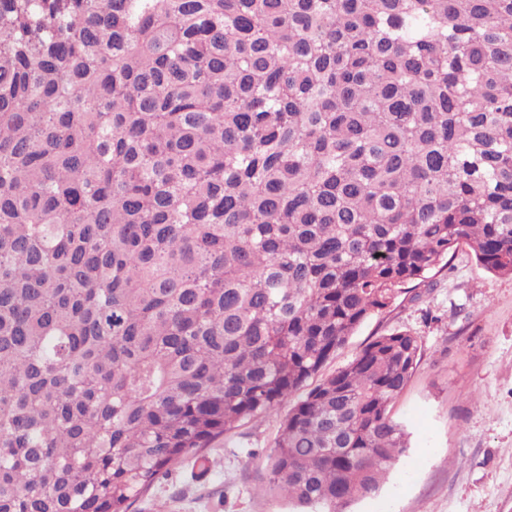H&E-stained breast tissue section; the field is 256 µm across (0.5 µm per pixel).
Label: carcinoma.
<instances>
[{
	"mask_svg": "<svg viewBox=\"0 0 512 512\" xmlns=\"http://www.w3.org/2000/svg\"><path fill=\"white\" fill-rule=\"evenodd\" d=\"M460 244L512 276V0H0V512H129ZM420 337L268 484L378 493Z\"/></svg>",
	"mask_w": 512,
	"mask_h": 512,
	"instance_id": "cac0c4a2",
	"label": "carcinoma"
}]
</instances>
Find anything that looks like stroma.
Segmentation results:
<instances>
[{"label": "stroma", "mask_w": 512, "mask_h": 512, "mask_svg": "<svg viewBox=\"0 0 512 512\" xmlns=\"http://www.w3.org/2000/svg\"><path fill=\"white\" fill-rule=\"evenodd\" d=\"M409 331L422 355L392 417L410 446L381 490L349 512H512V277L488 272L467 245L426 282L410 283L324 366L330 375L375 337ZM290 409L240 424L186 460L131 512H292L266 483L268 455Z\"/></svg>", "instance_id": "1"}]
</instances>
